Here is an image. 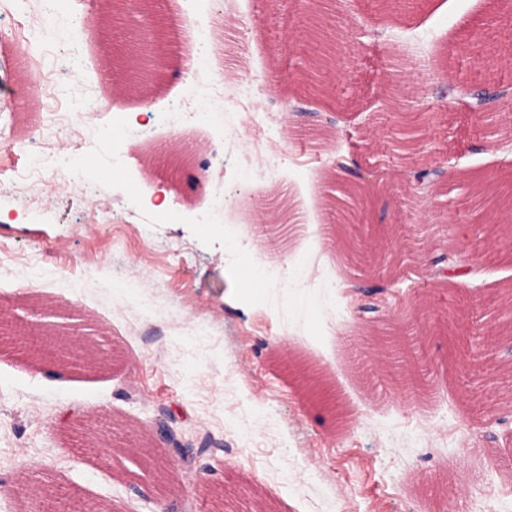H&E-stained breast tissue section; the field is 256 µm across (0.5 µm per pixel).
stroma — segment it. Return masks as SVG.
I'll return each instance as SVG.
<instances>
[{
  "instance_id": "1",
  "label": "stroma",
  "mask_w": 512,
  "mask_h": 512,
  "mask_svg": "<svg viewBox=\"0 0 512 512\" xmlns=\"http://www.w3.org/2000/svg\"><path fill=\"white\" fill-rule=\"evenodd\" d=\"M512 0H425L412 15L387 0H347L333 25L335 66L314 93L306 32L284 0H168L173 57L196 58L194 87L167 73L149 105L101 79L106 63L88 0H60L53 24L30 7L0 15V312L74 339L90 338L102 369L78 373L28 359L0 335V512L47 502L94 512H447L468 483L467 427L488 462L482 476L512 512V392L467 383L505 322L492 299L512 287V239L493 228L512 212L470 205L473 182L512 176V63L462 53L474 31L502 47L512 23L475 28ZM252 20L239 65L225 62L223 21ZM51 74L38 112L13 111L35 69ZM263 88L234 111L242 71ZM501 91L504 130L487 138L474 91ZM265 121L253 124L252 107ZM67 112L78 136L53 132L49 166L64 176L40 200L14 183L34 156L32 128ZM130 135L111 139L113 125ZM277 166H267L270 156ZM344 156L350 173H337ZM441 168L433 188L409 174ZM371 173L349 233L389 238L399 263L339 257L332 206L356 172ZM164 185L171 204L150 203ZM290 198L303 230L272 231L263 204ZM290 269L288 287L251 289L254 273ZM373 283L371 292L361 286ZM433 317L421 390L405 393L366 339L414 307ZM324 371L347 415L308 404L277 364L281 347ZM179 450L164 449L161 429Z\"/></svg>"
}]
</instances>
